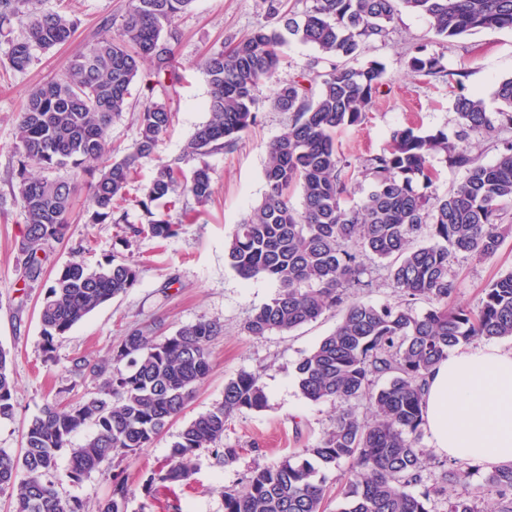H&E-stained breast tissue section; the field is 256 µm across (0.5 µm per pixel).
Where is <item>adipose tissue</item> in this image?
<instances>
[{
  "mask_svg": "<svg viewBox=\"0 0 512 512\" xmlns=\"http://www.w3.org/2000/svg\"><path fill=\"white\" fill-rule=\"evenodd\" d=\"M423 404L437 453L512 463V351L495 344L457 347L428 375Z\"/></svg>",
  "mask_w": 512,
  "mask_h": 512,
  "instance_id": "1",
  "label": "adipose tissue"
}]
</instances>
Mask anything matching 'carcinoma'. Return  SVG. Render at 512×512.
Segmentation results:
<instances>
[{
    "label": "carcinoma",
    "instance_id": "cac0c4a2",
    "mask_svg": "<svg viewBox=\"0 0 512 512\" xmlns=\"http://www.w3.org/2000/svg\"><path fill=\"white\" fill-rule=\"evenodd\" d=\"M194 0H132L122 18L103 20L104 35L85 46L66 75L30 91L19 115L14 151L19 156L16 187L26 224L19 251L26 277L38 281L45 249L67 232L74 196L81 183L48 180L28 167H70L86 177L89 224L126 222L116 202L126 199L142 160L150 159L170 128L174 113L162 101L148 100L139 112V133L121 156L100 168L108 152L112 119L127 106L131 84L142 63L154 65L157 81L181 80L175 65V20ZM265 22L228 49L205 57L201 70L210 86L208 121L197 127L182 154L157 165L138 200L144 223L128 233L166 240L178 234L169 213L182 196L199 205L212 197V155L233 146L256 113L255 92L276 86L275 105L293 113L288 131L270 147L264 171L266 192L241 223L234 225L225 255L242 279L265 278L278 291L245 325L250 336L286 333L345 305L335 331L324 337L295 366L302 395L312 402L345 405L333 430L315 444L287 456L274 467L254 470L241 488L224 490V512H323L326 496L322 471L343 461L351 475L341 489L336 512H430L439 493L425 485L431 461L417 448L424 425L423 380L432 367L460 344L479 339L512 338V272L485 290L474 311L448 305L456 291L449 259L456 252L479 259L499 250L505 229L497 223L499 205L512 201V145L490 165L475 162L461 142L470 133L495 131L481 98L455 95L458 116L453 134L423 133L412 127L393 131L389 144L360 162L370 180L360 204L344 206L348 181L336 149V130L356 126L382 93L384 64L355 68L337 59L356 57L369 41L382 40L404 11L426 17L436 35L453 38L484 29L512 30V0H311L298 15L287 0H262ZM19 13L28 19V37L12 44L9 66L25 69L33 51L66 42L75 27L69 15L45 11L41 0H0V31ZM316 47L321 56L310 73L287 85L277 82L286 36ZM322 62L329 69H316ZM416 76L447 75L442 58L414 50L408 60ZM318 85V93L312 85ZM495 95L504 106L501 124L512 126V77L501 80ZM442 154L464 171L448 194L432 190L431 158ZM195 162L190 174L183 164ZM300 190L302 211L289 197ZM427 229L432 243L415 247ZM390 263L396 303L380 306L353 300L347 290L364 287L366 258ZM138 266L112 258L97 270L78 262L60 269L47 287L38 317L43 352L51 357L55 342L107 301L139 284ZM425 298L430 308L417 314L411 301ZM158 326L127 331L105 362L71 360L69 373L100 379L96 389L67 408L47 404L29 423L24 451L0 448V494H8L13 512H88L78 497H63L53 481L59 453H70L68 477L74 483L103 464L122 461L150 447L168 422L178 417L210 372L209 346L222 331L219 322L200 319L167 336ZM8 353L0 348V420L15 412L14 383ZM388 377L377 387L374 379ZM366 400L374 419L361 421L352 403ZM267 395L260 376L241 372L224 385V399L187 423L171 446L167 461L142 477L147 497L158 488L175 493L194 475L201 449L224 465L240 449L221 446L226 423L243 411H261ZM85 427L83 444L71 436ZM479 470L469 461L449 468L442 481L460 484ZM424 486L415 495L411 486ZM486 491L512 512V464L489 473ZM134 494L129 475H112V489L96 512H127ZM448 512H481L477 497L448 500Z\"/></svg>",
    "mask_w": 512,
    "mask_h": 512
}]
</instances>
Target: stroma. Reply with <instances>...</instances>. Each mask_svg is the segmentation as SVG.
<instances>
[{
  "instance_id": "35a3bbf8",
  "label": "stroma",
  "mask_w": 512,
  "mask_h": 512,
  "mask_svg": "<svg viewBox=\"0 0 512 512\" xmlns=\"http://www.w3.org/2000/svg\"><path fill=\"white\" fill-rule=\"evenodd\" d=\"M130 6L131 0H43L45 10L67 13L76 26L69 42L36 51L32 64L23 71L11 69L6 59L11 41L25 34L23 20L11 19L0 29V348L10 353L16 410L13 418L0 420V448L20 453L27 424L45 404L72 405L93 390L92 380L69 374L72 358L84 355L101 361L120 342L125 330L135 325L159 322L171 332L201 318L212 319L223 324L224 331L210 345L207 379L183 413L169 422L150 447L130 460L128 472L131 480L137 481L164 462L185 424L223 400L228 380L244 371L259 374L267 407L236 414L224 431V444L240 448L239 458L219 466L208 450L199 451L196 473L179 493L182 512H224L225 488L239 485L255 469L275 466L285 456L314 444L335 427L341 410L337 404L305 399L294 375L301 356L334 331L341 309L327 310L317 320L289 333L248 336L246 322L270 300L277 286L264 278L241 279L224 256L226 236L233 224L246 217L265 192L264 170L271 143L292 123V113L274 106L272 85L259 86L256 120L238 143L210 157L212 198L198 208L194 222L182 225L177 236L167 240L148 235L128 239L124 236L126 224L86 223L87 196L82 193L74 200L65 239L47 250L40 280L25 282L18 251L25 216L10 184L18 160L13 149L18 114L33 88L63 75L75 53L100 36L104 19L122 16ZM263 20L261 0H194L191 9L176 21L179 40L175 56L182 75L176 89H147L144 76L131 85L134 106L113 119L108 132L111 147L122 149L137 139L136 108L147 99L167 102L174 121L154 158L143 161L128 188L121 205L127 224L142 220L137 201L156 161L180 155L195 129L209 118V86L200 69L203 59ZM417 46L441 57L447 69L463 70L460 90L450 89L444 78L410 74L409 53ZM374 60L385 65L388 83L364 121L336 136L342 158L355 164L384 148L395 129L456 130L454 99L459 92L481 96L488 115L497 117L501 104L495 97L496 84L512 76V30L486 29L446 41L434 33L424 17L405 12L391 25L387 38L366 43L353 64L363 67ZM499 222L510 226L511 232L493 257L451 256L449 269L456 284L453 303L478 309L486 288L512 271V204L502 206ZM115 255L138 265L140 281L136 288L90 313L57 342L52 359H45L38 309L55 272L70 262L95 269ZM366 267L367 286L355 293V300L373 305L396 302L388 262L370 260ZM67 468V456H60L56 477L61 495L79 497L91 506L108 496L111 465H103L78 483L67 478Z\"/></svg>"
}]
</instances>
